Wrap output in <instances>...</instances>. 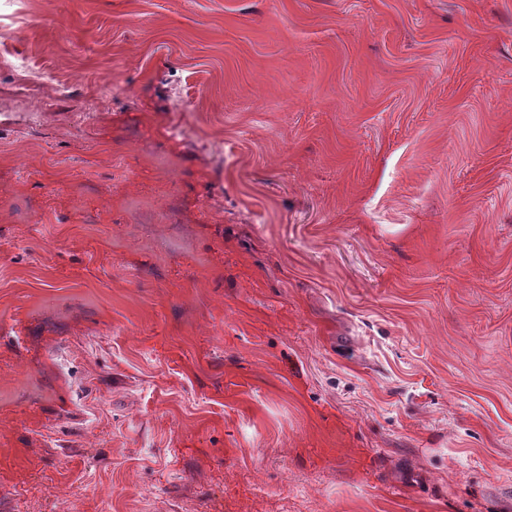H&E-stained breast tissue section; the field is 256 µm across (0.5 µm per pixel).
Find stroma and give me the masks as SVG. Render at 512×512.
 <instances>
[{
  "mask_svg": "<svg viewBox=\"0 0 512 512\" xmlns=\"http://www.w3.org/2000/svg\"><path fill=\"white\" fill-rule=\"evenodd\" d=\"M0 512H512V0H0Z\"/></svg>",
  "mask_w": 512,
  "mask_h": 512,
  "instance_id": "1",
  "label": "stroma"
}]
</instances>
